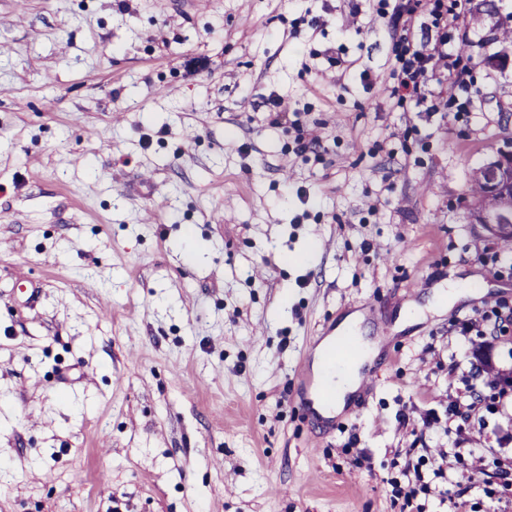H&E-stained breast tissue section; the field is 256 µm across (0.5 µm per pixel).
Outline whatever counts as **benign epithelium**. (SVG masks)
Segmentation results:
<instances>
[{
    "label": "benign epithelium",
    "instance_id": "7a95c632",
    "mask_svg": "<svg viewBox=\"0 0 512 512\" xmlns=\"http://www.w3.org/2000/svg\"><path fill=\"white\" fill-rule=\"evenodd\" d=\"M478 176L485 193L469 205L472 223L483 225L496 237L512 233V151L499 150L495 160L478 170Z\"/></svg>",
    "mask_w": 512,
    "mask_h": 512
}]
</instances>
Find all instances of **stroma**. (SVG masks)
<instances>
[{
    "mask_svg": "<svg viewBox=\"0 0 512 512\" xmlns=\"http://www.w3.org/2000/svg\"><path fill=\"white\" fill-rule=\"evenodd\" d=\"M394 4L0 0V512H399L410 465L512 512L482 481L512 328L471 326L512 315V251L468 210L512 144V0H467L463 112L391 96ZM356 311L375 383L313 429L304 357ZM447 288L445 282L435 286L433 308L437 312L445 311L461 299L482 295L486 286L477 276H472L466 279H448Z\"/></svg>",
    "mask_w": 512,
    "mask_h": 512,
    "instance_id": "stroma-1",
    "label": "stroma"
}]
</instances>
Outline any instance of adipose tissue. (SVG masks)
<instances>
[{"instance_id":"1","label":"adipose tissue","mask_w":512,"mask_h":512,"mask_svg":"<svg viewBox=\"0 0 512 512\" xmlns=\"http://www.w3.org/2000/svg\"><path fill=\"white\" fill-rule=\"evenodd\" d=\"M360 319L358 316H349L342 324L343 331L358 349L357 356L350 364L334 366L328 363L327 354L333 346L332 340H324L318 347L314 366L322 376L327 387L334 389L336 400L330 408L331 414H340L346 404V398L354 393L358 387L359 371L366 361L376 355L377 350L373 343L365 341L359 333Z\"/></svg>"}]
</instances>
